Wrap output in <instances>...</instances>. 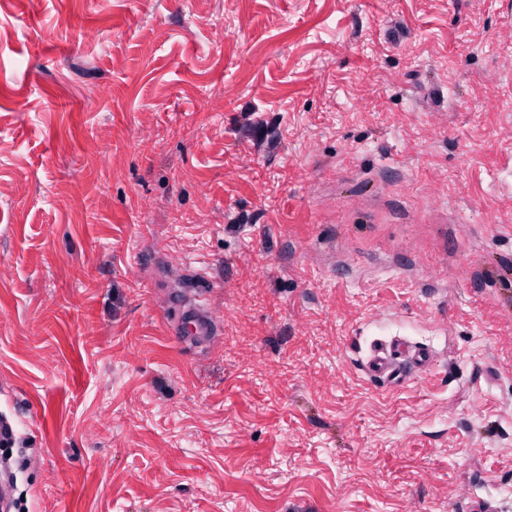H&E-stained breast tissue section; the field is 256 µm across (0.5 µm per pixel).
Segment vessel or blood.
<instances>
[{"mask_svg": "<svg viewBox=\"0 0 512 512\" xmlns=\"http://www.w3.org/2000/svg\"><path fill=\"white\" fill-rule=\"evenodd\" d=\"M176 336L191 343H203L218 330L201 297L180 303V313L173 320ZM430 360L427 348L413 347L401 340H378L370 347L365 365L367 374L376 380L394 384L413 372L424 369Z\"/></svg>", "mask_w": 512, "mask_h": 512, "instance_id": "obj_1", "label": "vessel or blood"}]
</instances>
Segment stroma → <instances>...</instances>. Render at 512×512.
<instances>
[{
    "mask_svg": "<svg viewBox=\"0 0 512 512\" xmlns=\"http://www.w3.org/2000/svg\"><path fill=\"white\" fill-rule=\"evenodd\" d=\"M511 56L512 0H0L25 512H512ZM202 297V293H197L194 297L182 300L179 316L172 319L175 334L182 340L201 344L209 336H215L218 330ZM429 360L427 348L413 347L401 340H377L371 344L365 369L371 378L394 384L424 369Z\"/></svg>",
    "mask_w": 512,
    "mask_h": 512,
    "instance_id": "stroma-1",
    "label": "stroma"
}]
</instances>
